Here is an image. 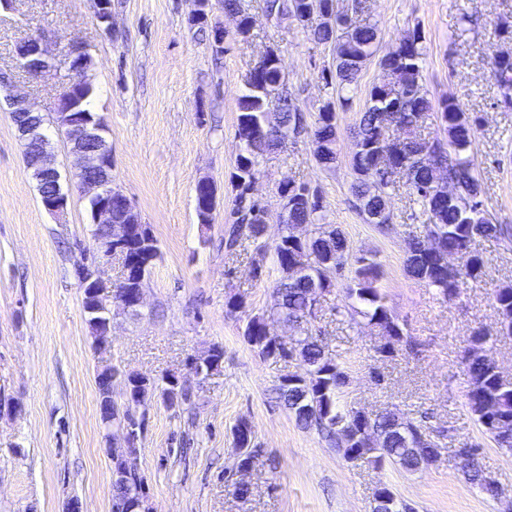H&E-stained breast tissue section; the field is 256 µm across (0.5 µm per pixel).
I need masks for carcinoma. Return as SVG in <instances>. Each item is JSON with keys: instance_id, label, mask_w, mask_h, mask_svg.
<instances>
[{"instance_id": "1", "label": "carcinoma", "mask_w": 512, "mask_h": 512, "mask_svg": "<svg viewBox=\"0 0 512 512\" xmlns=\"http://www.w3.org/2000/svg\"><path fill=\"white\" fill-rule=\"evenodd\" d=\"M270 15L288 17L293 8L302 17L317 3L322 12L338 0H265ZM224 11L241 16L242 34H250L248 14L241 0H223ZM361 0H346L336 7V17L322 19L314 28H306L311 39L321 45H330L336 51L332 66L322 70L325 87L336 92L315 113L312 124H307L304 113L292 102L284 78L270 57L250 69L248 93L239 102L237 138L241 149L236 156L230 184L237 191L239 221L225 231L224 251L232 255L248 241L255 249L273 252L279 277L273 290L279 295L277 314L283 321L297 324V336L288 347L278 344L267 331L268 319L254 315L248 318L244 338L264 358L288 360L295 358L306 370V383L300 388L283 384L277 388L278 400L294 416L296 423L305 428H315L329 437L341 438L338 421L346 418L349 409H339L338 393L346 385L347 374L339 355L325 350L320 339L312 335L308 323L314 314L309 310V290L325 282L345 285L349 297L363 303V316L372 325L389 335L400 323L385 305L384 297L376 286L379 264L362 254L357 266L349 267L350 244L345 232L336 224L325 223V206L319 189H314L311 205L295 201L308 190L305 184L283 179L277 189L281 206L288 207V222L280 225L277 233H269L266 224H259L253 216L255 204L240 190L238 181L244 176L261 175L263 157L283 146L287 140L308 135L314 144V156L323 168L336 163V106L350 104L349 93L358 85L367 61L375 57L378 44L376 25L359 18ZM422 33L415 27L400 42L397 55L389 60H378L382 77L369 91L364 107L357 113L355 123L356 150L350 161L352 172L351 192L355 208L364 221L382 232H391L390 196L405 190L410 200L427 217L424 234L410 235L406 242L404 267L414 280L436 290L445 299L459 296L463 288L478 279L488 263V257L472 248L478 238L505 240L512 237L508 228L493 223L484 210L482 185L472 157L476 140V120L463 112L459 103L451 100L433 107L422 85L423 51ZM502 53L491 57L496 81L503 91H512V55L509 61L501 60ZM280 107V123L269 128L264 122L269 101ZM437 110L438 121L446 138L427 137L418 130L428 112ZM445 166L448 179L460 188L456 202L448 197L432 194L429 185L435 166ZM293 224L312 225V236L299 242L291 233ZM438 230L444 233V248L457 252V263L448 268V256L429 254L421 244L427 235ZM149 259L158 256L157 242L147 229H139L126 240V260L137 261L143 253ZM492 299L498 322L512 328V286L493 290ZM499 330L476 328L469 343L481 342L489 351L499 338ZM462 376L466 384V406L474 421L487 429L485 406L498 405L502 414L512 418V384L499 380L492 369L489 356L462 359ZM133 384L130 399L120 409L112 404V392L104 400L110 409L103 412L104 425L117 424L135 417L132 406H139L136 399L140 386ZM373 428L381 435L384 445L380 449L367 448L364 444L348 446L345 456L351 459H388L407 471H416L420 457L409 451L413 440L421 445L434 444V436L419 421L388 410L370 418ZM235 449H244L242 461L255 462L259 451L254 444L251 427L242 420L233 429ZM143 476H133L126 483L112 489V507L123 501L131 502L143 490Z\"/></svg>"}]
</instances>
